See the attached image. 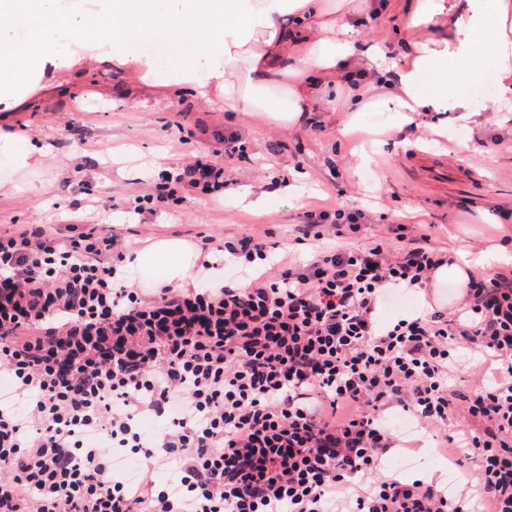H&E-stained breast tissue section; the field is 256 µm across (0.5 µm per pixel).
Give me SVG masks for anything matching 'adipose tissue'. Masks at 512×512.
I'll list each match as a JSON object with an SVG mask.
<instances>
[{"mask_svg": "<svg viewBox=\"0 0 512 512\" xmlns=\"http://www.w3.org/2000/svg\"><path fill=\"white\" fill-rule=\"evenodd\" d=\"M113 0L95 31L109 56L135 58L163 85L188 83L208 90L219 84L224 108L254 112L289 124L298 122L310 101L332 107L342 76L360 58L375 61L370 81L351 88L349 128L368 126L380 117L384 126L404 129L422 112H456L471 125L481 109L477 91L493 81L495 105L512 107V0H407L409 25L422 28L448 15L447 32L413 43L410 66L387 61L378 47H362L350 14L326 18L323 0ZM0 15L24 23L25 43L14 46L26 68H0V89L25 84L29 64L51 54L66 55L75 32L61 23L51 0H0ZM295 25H285V17ZM162 34L174 42L195 41V52L159 69L151 57L131 50L133 41ZM298 81L285 98L270 94L285 75ZM193 251L184 240L164 238L136 252L134 263L163 281L183 280Z\"/></svg>", "mask_w": 512, "mask_h": 512, "instance_id": "ef3b65f1", "label": "adipose tissue"}]
</instances>
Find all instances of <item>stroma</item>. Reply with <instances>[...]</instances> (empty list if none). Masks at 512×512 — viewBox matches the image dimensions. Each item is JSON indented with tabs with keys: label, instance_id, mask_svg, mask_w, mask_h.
Segmentation results:
<instances>
[{
	"label": "stroma",
	"instance_id": "35a3bbf8",
	"mask_svg": "<svg viewBox=\"0 0 512 512\" xmlns=\"http://www.w3.org/2000/svg\"><path fill=\"white\" fill-rule=\"evenodd\" d=\"M60 18L79 33L67 59L45 60L16 95H0V134L34 149L30 168L17 171L0 156V231L19 224L64 226L94 216L112 233L139 250L143 242L204 235L230 240L258 225L274 240L290 242L303 214L337 203L363 209L369 223L355 246L391 236L399 224H424L432 245L448 256L469 253L477 274H494L480 262L487 247L512 253V223L499 212L512 210V114L481 113L471 130L458 127L455 113L427 112L414 125L382 137L380 153L368 174L355 155L364 132H345L346 99L335 111L321 101L310 104L304 120L284 127L260 114L228 112L224 96L200 95L189 84L160 86L144 80L134 61L119 63L104 55L88 19L101 14L106 0H56ZM380 27H360L364 44L380 45L397 65L410 63L408 46L425 31L408 28L402 0H378ZM192 135L174 137V122ZM454 130L437 138L435 126ZM239 134L245 156L224 160L229 187L221 203L184 186L180 202L131 217L136 198L174 170L222 150L225 132ZM447 159L443 180L429 182L422 161ZM272 191L262 209L238 202L243 188ZM390 462L404 479L440 475L448 461L434 440Z\"/></svg>",
	"mask_w": 512,
	"mask_h": 512
}]
</instances>
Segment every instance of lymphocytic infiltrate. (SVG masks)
I'll return each mask as SVG.
<instances>
[{
    "label": "lymphocytic infiltrate",
    "mask_w": 512,
    "mask_h": 512,
    "mask_svg": "<svg viewBox=\"0 0 512 512\" xmlns=\"http://www.w3.org/2000/svg\"><path fill=\"white\" fill-rule=\"evenodd\" d=\"M223 177L199 159L170 181L208 195ZM363 219L307 212L286 259L251 230L204 236L218 288L131 281L98 223L0 233V512H512V271L471 275L457 311L380 320L449 258L416 230L344 247ZM463 347L498 364L466 391ZM390 408L427 434L466 417L463 494L401 479Z\"/></svg>",
    "instance_id": "lymphocytic-infiltrate-1"
}]
</instances>
